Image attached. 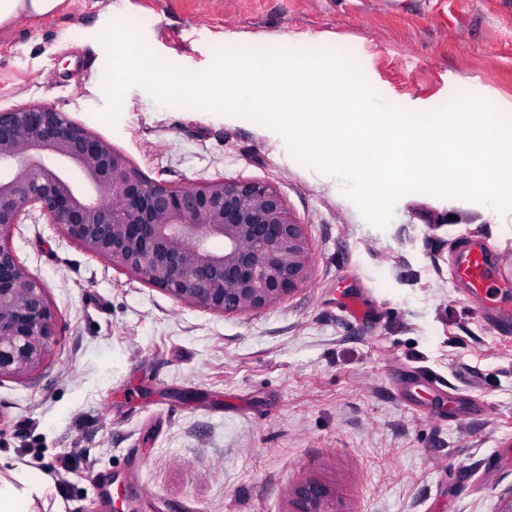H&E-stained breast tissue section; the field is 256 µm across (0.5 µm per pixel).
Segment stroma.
Instances as JSON below:
<instances>
[{
	"mask_svg": "<svg viewBox=\"0 0 512 512\" xmlns=\"http://www.w3.org/2000/svg\"><path fill=\"white\" fill-rule=\"evenodd\" d=\"M116 23L188 73L278 41L348 58L407 112L474 96L512 113V0H66L0 26V109L47 103L153 180L274 183L311 257L284 300L222 316L39 215L16 225L9 243L46 289L58 342L36 372L0 380V452L49 476L64 512H296L303 478L331 512H507L512 468L484 460L512 443V336L484 325L451 267L471 236L512 270V209L413 191L378 227L276 129L141 85L105 119ZM355 292L369 322L343 309ZM413 368L469 413L403 387Z\"/></svg>",
	"mask_w": 512,
	"mask_h": 512,
	"instance_id": "stroma-1",
	"label": "stroma"
}]
</instances>
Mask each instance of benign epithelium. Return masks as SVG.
<instances>
[{"instance_id": "obj_1", "label": "benign epithelium", "mask_w": 512, "mask_h": 512, "mask_svg": "<svg viewBox=\"0 0 512 512\" xmlns=\"http://www.w3.org/2000/svg\"><path fill=\"white\" fill-rule=\"evenodd\" d=\"M36 210L91 253L215 314L264 310L310 277L304 225L275 185L153 181L51 105L0 110V379L33 373L57 343L45 288L9 244ZM295 494L298 512H332L317 483Z\"/></svg>"}]
</instances>
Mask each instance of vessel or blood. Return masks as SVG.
<instances>
[{
	"label": "vessel or blood",
	"mask_w": 512,
	"mask_h": 512,
	"mask_svg": "<svg viewBox=\"0 0 512 512\" xmlns=\"http://www.w3.org/2000/svg\"><path fill=\"white\" fill-rule=\"evenodd\" d=\"M453 277L480 306V317L490 330L500 335L512 332V307L502 299L503 291L512 288V276L497 269L484 243L477 239L462 242Z\"/></svg>",
	"instance_id": "b4317fda"
}]
</instances>
